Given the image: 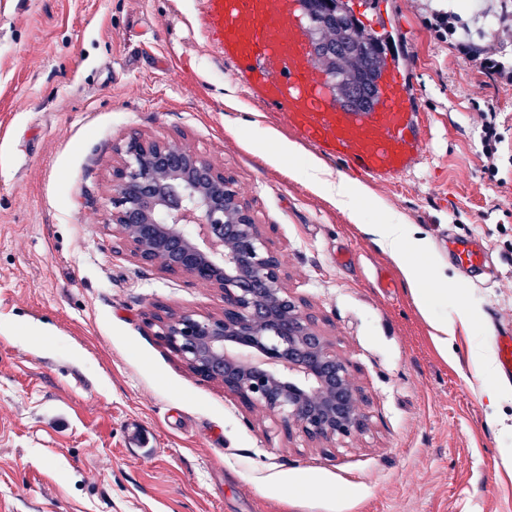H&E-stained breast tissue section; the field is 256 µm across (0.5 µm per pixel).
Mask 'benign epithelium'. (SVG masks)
Returning <instances> with one entry per match:
<instances>
[{"mask_svg":"<svg viewBox=\"0 0 512 512\" xmlns=\"http://www.w3.org/2000/svg\"><path fill=\"white\" fill-rule=\"evenodd\" d=\"M112 166V251L204 282L224 310L199 315L155 305L146 322L202 380L274 417L314 448L364 433L357 370L303 297L286 284L270 225L261 224L224 167L189 147L131 135Z\"/></svg>","mask_w":512,"mask_h":512,"instance_id":"obj_1","label":"benign epithelium"}]
</instances>
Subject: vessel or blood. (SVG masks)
I'll list each match as a JSON object with an SVG mask.
<instances>
[{"label":"vessel or blood","mask_w":512,"mask_h":512,"mask_svg":"<svg viewBox=\"0 0 512 512\" xmlns=\"http://www.w3.org/2000/svg\"><path fill=\"white\" fill-rule=\"evenodd\" d=\"M201 24L208 46L258 89L264 110L344 169L389 180L420 161L422 104L397 50L387 53L373 106L356 111L338 102L314 64L301 0H205ZM448 250L462 268L485 265L474 238L452 239ZM493 342L500 371L512 377V333Z\"/></svg>","instance_id":"b4317fda"}]
</instances>
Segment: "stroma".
Here are the masks:
<instances>
[{
	"label": "stroma",
	"instance_id": "obj_1",
	"mask_svg": "<svg viewBox=\"0 0 512 512\" xmlns=\"http://www.w3.org/2000/svg\"><path fill=\"white\" fill-rule=\"evenodd\" d=\"M202 7L0 0V512H512V379L477 365L512 332V86L435 38L432 0H386L378 39L410 62L429 138L351 216L307 182L316 149L282 153L293 133L207 46ZM489 109L493 175L475 121ZM134 132L223 164L275 225L290 291L359 368L367 432L335 448L287 439L146 324L155 302L207 314L224 300L113 252L112 164ZM370 224L427 239L424 307ZM468 235L488 268L449 255ZM479 115L482 133L484 134L479 157L484 170L492 172L497 168V144L501 142L500 134L497 132L496 112L490 109L488 112H480Z\"/></svg>",
	"mask_w": 512,
	"mask_h": 512
}]
</instances>
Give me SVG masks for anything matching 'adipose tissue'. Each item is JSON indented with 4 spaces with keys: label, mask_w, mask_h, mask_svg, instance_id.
<instances>
[{
    "label": "adipose tissue",
    "mask_w": 512,
    "mask_h": 512,
    "mask_svg": "<svg viewBox=\"0 0 512 512\" xmlns=\"http://www.w3.org/2000/svg\"><path fill=\"white\" fill-rule=\"evenodd\" d=\"M306 177L322 187L341 210L356 212L358 206L369 199L367 186L331 181L322 163L312 164L306 171ZM372 232L377 244L398 263L415 303L424 305L427 290L422 284L420 261L428 254L426 242L413 236L403 224H377Z\"/></svg>",
    "instance_id": "obj_1"
}]
</instances>
